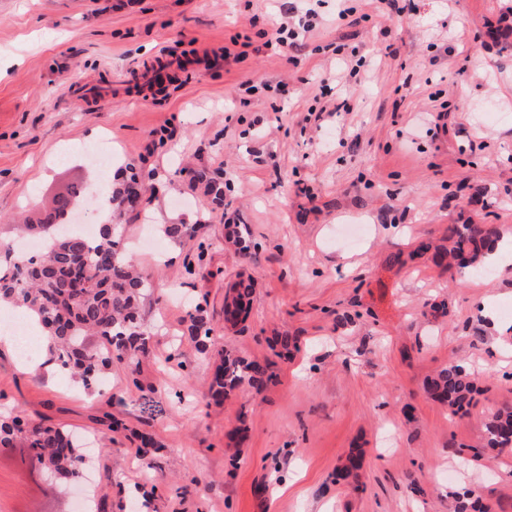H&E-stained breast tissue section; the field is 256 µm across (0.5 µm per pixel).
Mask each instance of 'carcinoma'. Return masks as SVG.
I'll list each match as a JSON object with an SVG mask.
<instances>
[{
    "label": "carcinoma",
    "mask_w": 512,
    "mask_h": 512,
    "mask_svg": "<svg viewBox=\"0 0 512 512\" xmlns=\"http://www.w3.org/2000/svg\"><path fill=\"white\" fill-rule=\"evenodd\" d=\"M122 183L111 190L112 214L129 212L126 202L138 196L139 174L132 166L121 172ZM85 188L74 185L54 200L39 229L46 234L45 248L20 261L0 266V299L26 308L45 332V343L57 362L74 369L82 382L97 387L112 360L133 367L148 350L150 336L138 322V307L149 281L125 256L121 238L102 228L88 239L67 232L71 215L83 199ZM495 224H452L448 245L423 243L418 251H434L440 260L450 259L461 269L482 272V257L500 241ZM253 294L251 279L231 284L224 297V323L243 321ZM189 331L200 350L212 340L213 329L200 310L189 314ZM270 364L245 362L226 352L216 366L209 391L216 398L248 385L259 388L271 377ZM428 395L452 412L464 410L472 399L473 383L459 365H450L426 382ZM34 452L57 478L79 481L85 459L80 444L61 427H24L20 418H0V447L14 448L18 440ZM483 447L512 448V405L498 408L484 424Z\"/></svg>",
    "instance_id": "carcinoma-1"
}]
</instances>
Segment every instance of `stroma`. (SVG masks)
<instances>
[{
	"mask_svg": "<svg viewBox=\"0 0 512 512\" xmlns=\"http://www.w3.org/2000/svg\"><path fill=\"white\" fill-rule=\"evenodd\" d=\"M415 3L361 0L351 25L338 0H0V246L38 241L17 217L67 184L104 181V142L113 170L143 175L119 233L161 242L129 255L152 283L137 372L113 362L89 389L47 368L45 348L23 365L0 347V416L64 427L95 460L65 489L25 448H0V512H73L87 488L133 512L146 469L156 512H456L461 488L512 512V449L473 456L487 417L512 405V336L480 316L488 292L512 308V273L476 279L415 252L469 220L512 239V0ZM310 8L320 23L301 48H265L264 23ZM243 36L244 59L224 57ZM332 44L372 71L346 83L350 111L318 117L321 79L344 73ZM280 80L284 102L241 104L242 82ZM164 126L173 140L153 146ZM215 177L220 205L202 184ZM165 224L193 231L173 239ZM228 224L254 249L225 244ZM240 273L252 307L228 328ZM198 305L216 334L203 352L187 331ZM224 349L273 379L212 399ZM451 364L477 388L455 415L424 391ZM107 412L124 429L103 440ZM141 433L158 455H139Z\"/></svg>",
	"mask_w": 512,
	"mask_h": 512,
	"instance_id": "1",
	"label": "stroma"
}]
</instances>
